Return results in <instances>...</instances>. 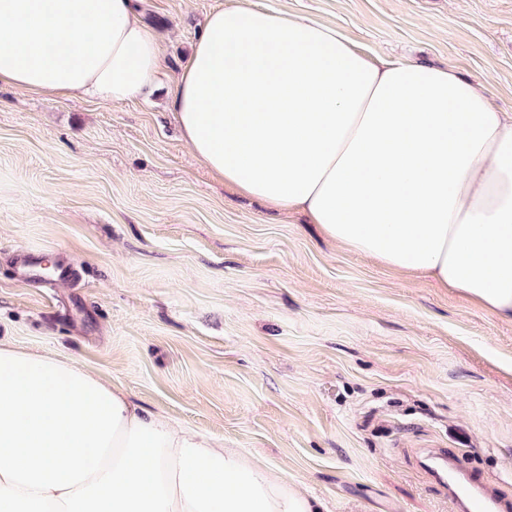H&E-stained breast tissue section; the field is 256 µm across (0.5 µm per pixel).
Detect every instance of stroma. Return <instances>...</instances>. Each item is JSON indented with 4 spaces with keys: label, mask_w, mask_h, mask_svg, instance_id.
Wrapping results in <instances>:
<instances>
[{
    "label": "stroma",
    "mask_w": 512,
    "mask_h": 512,
    "mask_svg": "<svg viewBox=\"0 0 512 512\" xmlns=\"http://www.w3.org/2000/svg\"><path fill=\"white\" fill-rule=\"evenodd\" d=\"M253 2L452 66L512 112V0ZM238 4L140 0L165 80L143 98L0 87V340L287 470L328 512H454L420 448L512 498V322L234 192L182 138L170 84L207 14ZM26 254L75 280L24 277Z\"/></svg>",
    "instance_id": "stroma-1"
}]
</instances>
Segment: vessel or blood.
Listing matches in <instances>:
<instances>
[{"mask_svg": "<svg viewBox=\"0 0 512 512\" xmlns=\"http://www.w3.org/2000/svg\"><path fill=\"white\" fill-rule=\"evenodd\" d=\"M419 456L431 477L447 488L458 512H512V502L494 492V480L461 467L443 448H423Z\"/></svg>", "mask_w": 512, "mask_h": 512, "instance_id": "b4317fda", "label": "vessel or blood"}]
</instances>
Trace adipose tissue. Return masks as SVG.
Listing matches in <instances>:
<instances>
[{
    "label": "adipose tissue",
    "instance_id": "adipose-tissue-1",
    "mask_svg": "<svg viewBox=\"0 0 512 512\" xmlns=\"http://www.w3.org/2000/svg\"><path fill=\"white\" fill-rule=\"evenodd\" d=\"M135 0H0V84L123 103L158 79ZM194 156L325 237L512 320V114L453 67L370 61L338 29L243 0L171 89ZM287 472L0 343V512H321Z\"/></svg>",
    "mask_w": 512,
    "mask_h": 512
}]
</instances>
